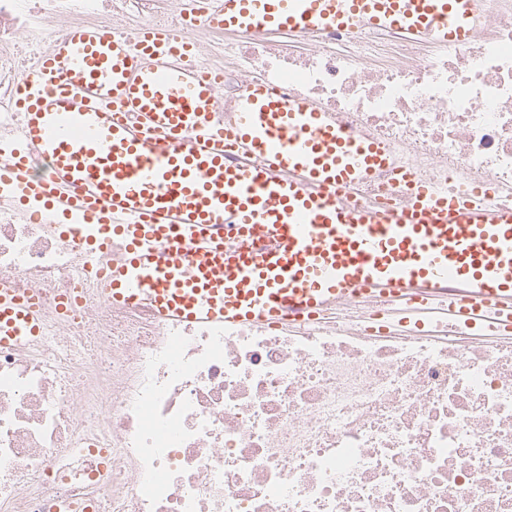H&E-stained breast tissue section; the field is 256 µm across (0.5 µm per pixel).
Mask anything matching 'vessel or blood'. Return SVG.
I'll return each instance as SVG.
<instances>
[{"label":"vessel or blood","mask_w":512,"mask_h":512,"mask_svg":"<svg viewBox=\"0 0 512 512\" xmlns=\"http://www.w3.org/2000/svg\"><path fill=\"white\" fill-rule=\"evenodd\" d=\"M490 0H189L225 33L302 39L368 29L440 48L470 39ZM191 42L104 26L55 40L22 82V142L0 180L104 262L102 297L150 301L164 321L333 320L366 296L410 318L489 327L512 313V205L450 195L394 168L390 152L315 103L258 77L224 110L219 75L185 63ZM46 173H32L34 163ZM386 171L404 186L385 208L357 202ZM460 298L436 302L441 285ZM35 299L0 288V345L41 335Z\"/></svg>","instance_id":"1"}]
</instances>
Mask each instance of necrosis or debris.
Instances as JSON below:
<instances>
[{
  "instance_id": "obj_1",
  "label": "necrosis or debris",
  "mask_w": 512,
  "mask_h": 512,
  "mask_svg": "<svg viewBox=\"0 0 512 512\" xmlns=\"http://www.w3.org/2000/svg\"><path fill=\"white\" fill-rule=\"evenodd\" d=\"M68 26L194 29L184 0H0V145L15 93ZM219 101L245 72L317 103L448 192L512 205V0L431 50L336 34L310 53L209 29ZM0 185V282L43 332L0 347V505L56 512H512V342L400 321L385 300L334 320L173 325L92 286L81 245Z\"/></svg>"
}]
</instances>
